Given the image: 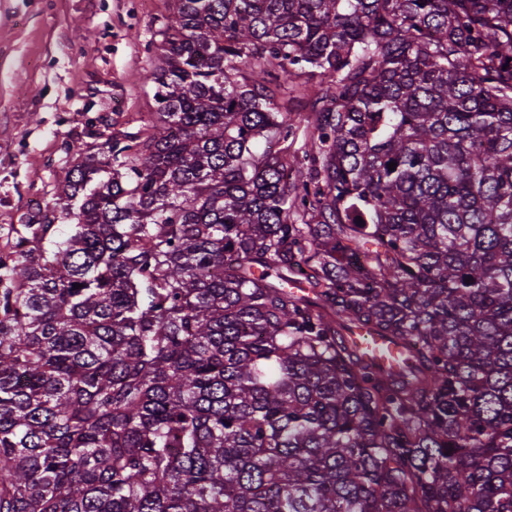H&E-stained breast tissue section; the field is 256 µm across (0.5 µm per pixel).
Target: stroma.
<instances>
[{"instance_id":"1","label":"stroma","mask_w":512,"mask_h":512,"mask_svg":"<svg viewBox=\"0 0 512 512\" xmlns=\"http://www.w3.org/2000/svg\"><path fill=\"white\" fill-rule=\"evenodd\" d=\"M169 14L167 0H0V255L95 150L91 130L135 132L154 111L151 36Z\"/></svg>"}]
</instances>
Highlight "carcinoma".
<instances>
[{"instance_id": "cac0c4a2", "label": "carcinoma", "mask_w": 512, "mask_h": 512, "mask_svg": "<svg viewBox=\"0 0 512 512\" xmlns=\"http://www.w3.org/2000/svg\"><path fill=\"white\" fill-rule=\"evenodd\" d=\"M170 5L0 257V512H512V0ZM359 336H350L361 350H365L367 354L380 363H392L391 358H397V348L384 342L376 336H366V334L357 332Z\"/></svg>"}]
</instances>
